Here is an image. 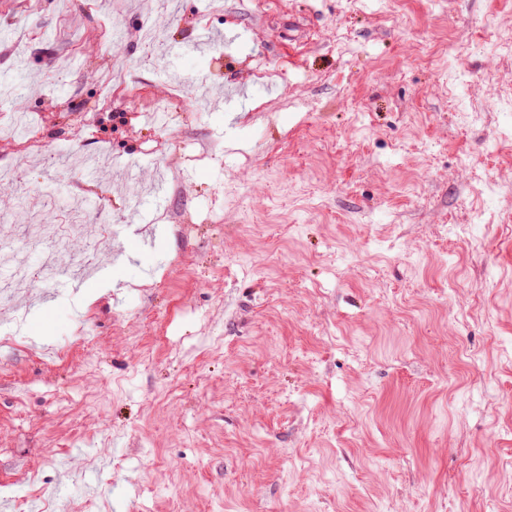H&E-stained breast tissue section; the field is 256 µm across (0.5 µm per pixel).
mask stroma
Masks as SVG:
<instances>
[{
    "label": "stroma",
    "mask_w": 512,
    "mask_h": 512,
    "mask_svg": "<svg viewBox=\"0 0 512 512\" xmlns=\"http://www.w3.org/2000/svg\"><path fill=\"white\" fill-rule=\"evenodd\" d=\"M170 2L0 0V166L29 186L0 226L35 262L65 165L107 156L76 181L116 280L20 297L0 502L512 512V0ZM147 15L223 109L153 121Z\"/></svg>",
    "instance_id": "obj_1"
}]
</instances>
